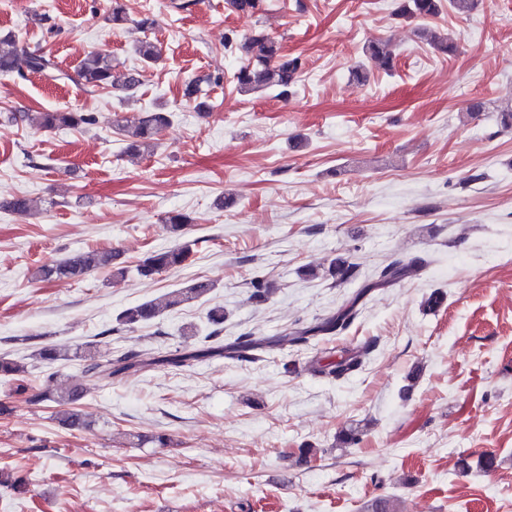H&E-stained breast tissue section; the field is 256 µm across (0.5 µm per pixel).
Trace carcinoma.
Wrapping results in <instances>:
<instances>
[{
  "instance_id": "1",
  "label": "carcinoma",
  "mask_w": 512,
  "mask_h": 512,
  "mask_svg": "<svg viewBox=\"0 0 512 512\" xmlns=\"http://www.w3.org/2000/svg\"><path fill=\"white\" fill-rule=\"evenodd\" d=\"M262 0H226L232 11L251 16L261 6ZM443 9L442 0H398L395 14L405 18L432 19L440 15ZM238 48L245 56V61L233 74V81L239 89L254 91L263 88L278 90L277 96L286 98L291 87L302 74L305 62L299 56H288L282 52L281 45L269 36L259 33L238 41L236 34L224 36V48ZM135 53L146 63L159 59L160 52L155 44L147 40H138L134 45ZM366 53L369 58L384 70L393 68V55L388 45L383 42H372L367 45ZM0 74H38L51 80L69 78L55 61L54 57L37 51H28L18 47L16 37L6 35L0 38ZM77 76L83 85L93 90L115 89L131 91L135 88L137 79L131 74L118 75L112 66V60L101 53H89L80 62ZM30 121L38 127L52 130L61 127L79 128L95 124V117L88 112H39L33 116L25 113L21 116L8 112L4 116L7 122L17 120ZM170 116L163 112H147L133 123L119 124L117 129L127 143L126 152L139 154L150 151L155 136L169 124ZM167 228L174 235L175 244L161 252L146 255L135 265V273L142 280H151L155 275L181 266L190 256L191 243L184 240V231L191 219L186 214L174 211L166 218ZM118 254L112 251L88 250L66 256L51 265L39 267L35 275L42 280L79 279L93 271L111 267L113 275L124 277L128 269L117 266ZM421 265L416 262H405L394 259L379 266L372 277L365 282L360 294L386 285H394L408 277L416 275ZM329 274L339 281H346L355 274V266L343 258H337L330 264ZM214 284L209 280H199L185 288H177L166 292L162 299L147 300L119 313L117 321L120 325L134 329L154 321L165 310L180 307L186 303L200 300L208 295ZM356 302H351L324 319L312 328H293L269 342L271 346L299 342L307 339L308 334H330L347 325L355 315ZM208 321L213 329L205 336L207 344L192 351H175L169 355L150 357L140 351H128L121 355L103 354L98 344L89 343L81 352L75 353L78 359L84 361V373L94 384L110 381L112 377L130 374L145 368L158 366L180 367L191 361L206 357L222 356L229 350L243 357L251 350L264 346L261 339H246L235 345L224 347L220 335L224 324V307L214 306L209 310ZM359 365L356 355L340 357L326 364L319 363L315 372L328 376L340 377L353 371ZM27 366L25 363L7 356H0V377L10 378L17 382L16 392L29 394V401L40 403L53 401L62 407L56 413L58 422L69 429H78L83 421L78 412L67 408L76 403L84 393L82 388H73L58 394L46 391L30 392L25 382Z\"/></svg>"
}]
</instances>
